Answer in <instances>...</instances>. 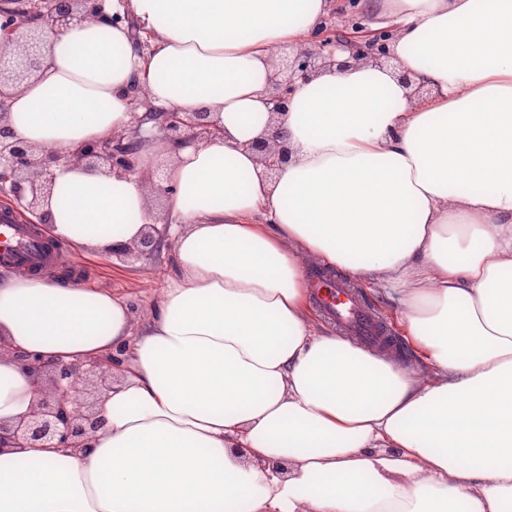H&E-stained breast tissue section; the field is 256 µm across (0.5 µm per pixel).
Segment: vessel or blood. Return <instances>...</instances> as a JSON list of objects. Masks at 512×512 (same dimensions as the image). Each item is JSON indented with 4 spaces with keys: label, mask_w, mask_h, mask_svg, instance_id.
Returning <instances> with one entry per match:
<instances>
[{
    "label": "vessel or blood",
    "mask_w": 512,
    "mask_h": 512,
    "mask_svg": "<svg viewBox=\"0 0 512 512\" xmlns=\"http://www.w3.org/2000/svg\"><path fill=\"white\" fill-rule=\"evenodd\" d=\"M0 244L5 247L0 259L26 273L41 274L51 270L64 256L36 225L24 221L7 204L0 206ZM310 281L314 301L341 330L360 336L374 346L394 344L395 339L389 335L383 321L361 303L351 284L324 270L314 273Z\"/></svg>",
    "instance_id": "b4317fda"
}]
</instances>
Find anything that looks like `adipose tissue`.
Returning <instances> with one entry per match:
<instances>
[{
  "label": "adipose tissue",
  "mask_w": 512,
  "mask_h": 512,
  "mask_svg": "<svg viewBox=\"0 0 512 512\" xmlns=\"http://www.w3.org/2000/svg\"><path fill=\"white\" fill-rule=\"evenodd\" d=\"M360 6L395 23L393 66L324 69L274 118L278 49L334 0H112L145 54L93 16L46 35L8 98L37 150L125 134L139 92L220 131L54 167L51 237L107 254L165 224L179 272L137 330L111 288L0 277V424L42 396L13 351L126 370L86 448L0 449V512H512V0ZM277 126L272 176L248 144ZM164 156L156 211L139 172ZM314 260L396 295L424 366L321 329Z\"/></svg>",
  "instance_id": "1"
}]
</instances>
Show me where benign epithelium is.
I'll use <instances>...</instances> for the list:
<instances>
[{
	"label": "benign epithelium",
	"instance_id": "7a95c632",
	"mask_svg": "<svg viewBox=\"0 0 512 512\" xmlns=\"http://www.w3.org/2000/svg\"><path fill=\"white\" fill-rule=\"evenodd\" d=\"M82 0H28L25 19L17 24L7 18L0 23L3 43L0 44V97L5 89L22 85L42 64V47L46 32L66 26L74 19L95 14V9L81 8ZM351 10L333 11L321 26L300 46L281 49L277 60V74L281 79L271 83L267 90L270 115L281 114L288 108L298 82L307 81L323 68L345 70L360 63L383 64L392 58L390 44L394 30L373 32L357 18L358 0L349 2ZM346 51L349 56L336 60V53ZM145 119L158 124L159 131L179 146L188 139L204 140L218 132L211 113L150 111ZM251 149L259 156L267 171L274 174L288 162L287 147L274 139L255 140ZM135 142L106 140L89 143L70 155L42 153L18 137L5 123L0 113V183L9 184L27 209L36 212L52 183L51 167L74 162L90 169L105 168L129 170ZM160 231L152 228L133 246L116 251L122 256L135 248L143 256L152 255L158 248ZM16 358L39 380H48L36 409L16 425L0 426V448H63L76 451L86 447L89 440L103 427L104 419L96 410V403L87 402L72 394L74 381L100 382V387L111 388L108 380L121 369L120 354H111L103 361L82 363L46 360L40 354L18 351Z\"/></svg>",
	"mask_w": 512,
	"mask_h": 512
}]
</instances>
